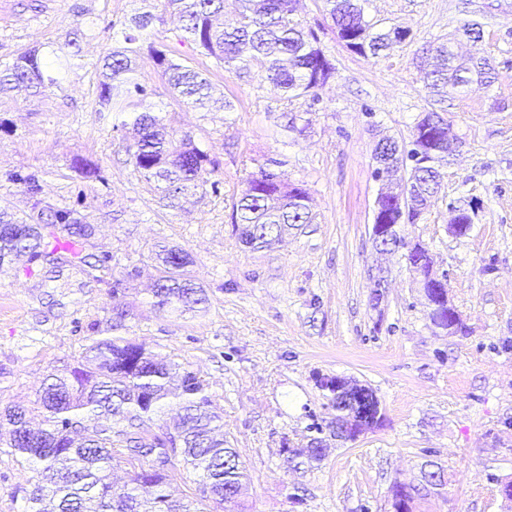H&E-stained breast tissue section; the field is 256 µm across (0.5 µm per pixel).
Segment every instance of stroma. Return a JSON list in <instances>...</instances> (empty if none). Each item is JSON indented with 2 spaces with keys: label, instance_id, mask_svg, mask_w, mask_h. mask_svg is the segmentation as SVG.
<instances>
[{
  "label": "stroma",
  "instance_id": "35a3bbf8",
  "mask_svg": "<svg viewBox=\"0 0 512 512\" xmlns=\"http://www.w3.org/2000/svg\"><path fill=\"white\" fill-rule=\"evenodd\" d=\"M165 0H0V67L29 48L63 51L82 29V65L44 95L0 96V206L20 216L72 209L95 227L87 253L104 258L98 277L39 261L0 268V405H31L52 371L75 366L114 283L132 308L127 338L194 371L224 413V434L244 463L251 512H394L395 483L419 484L441 467L446 485L415 498L412 512H512V0H361L367 20L409 31L389 54L364 58L337 38L323 0H300L335 73L319 100H288L258 73L238 77L183 39ZM160 20L149 40L203 72L234 111L204 112L175 97L148 51L136 61L153 111L190 134L216 168L182 208L164 207L126 152L123 114L96 109L102 60L123 43L133 15ZM477 21L476 46L461 39ZM451 42L494 66L489 87L460 90L445 118L460 143L438 194L401 235L426 246L444 277L465 333L436 329L402 252L371 240L376 143L409 144L430 107L422 68ZM306 189L311 223L271 248L245 246L231 224L243 182L267 157ZM95 164L85 177L76 163ZM36 175L38 194L14 175ZM473 207L470 230H451L450 205ZM167 244L190 254L208 302L193 315L159 310L150 293L151 253ZM387 285L375 292L371 274ZM371 387L383 421L356 440L323 432L324 457L291 464L283 445H306L312 421L335 415L315 374ZM41 467L0 444V512H25L18 484Z\"/></svg>",
  "mask_w": 512,
  "mask_h": 512
}]
</instances>
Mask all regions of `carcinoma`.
Returning <instances> with one entry per match:
<instances>
[{
    "instance_id": "obj_1",
    "label": "carcinoma",
    "mask_w": 512,
    "mask_h": 512,
    "mask_svg": "<svg viewBox=\"0 0 512 512\" xmlns=\"http://www.w3.org/2000/svg\"><path fill=\"white\" fill-rule=\"evenodd\" d=\"M238 19L225 27L224 0H166V7L182 21L184 38L200 52L241 76L257 67L264 80L286 99L318 98L332 78L334 67L317 46L315 35L296 18L298 0H235ZM338 39L363 57L386 55L405 40L398 27L377 28L365 19L357 0H324ZM150 11L130 19L137 34L112 47L104 60L105 81L97 103L99 112L133 115L135 138L128 147L130 161L146 180L163 184L168 206L177 208L183 196L204 184L214 161L189 134L176 137L169 120L146 104L147 90L131 77L133 44L152 27ZM80 29L70 33V51L55 56L57 68L69 70L80 60ZM148 49L171 89L192 106L211 111L215 100L205 74L171 57L167 50L148 43ZM426 63L425 87L435 107L459 88L475 81L491 83V68L480 57L474 73L454 64L448 47L441 45ZM55 79L45 77L40 49L18 55L0 69V95L21 89L40 94ZM283 161L269 157L244 181L233 205L231 224L240 241L250 247L269 248L292 224L311 221L306 191L272 171ZM445 161L427 158L412 172L411 194L426 200L440 185ZM94 234L72 210H41L17 218L0 209V266L24 254L41 259L48 272L57 273L66 261L97 270L94 255L83 245ZM152 288L155 306L183 313L196 312L207 303L204 289L192 276L193 261L181 248L159 247ZM129 306L112 305L104 327L89 338L77 366L51 374L31 406H0V429H9L7 447L26 461L42 465L45 484L32 488L19 484L15 494L27 503V512H44L49 496L55 512H199L193 503L170 498L165 486L179 470L198 475L202 493L218 504L235 503L247 512L241 496L247 479L239 456L224 439V417L197 374L174 362L157 359L142 345L119 335L126 329ZM433 326L450 334L462 331L460 321L448 319L446 302L431 310ZM177 408L175 432L156 424L163 410ZM307 460L322 458L321 440L288 455ZM117 462L132 467L129 483L117 490L111 471Z\"/></svg>"
}]
</instances>
